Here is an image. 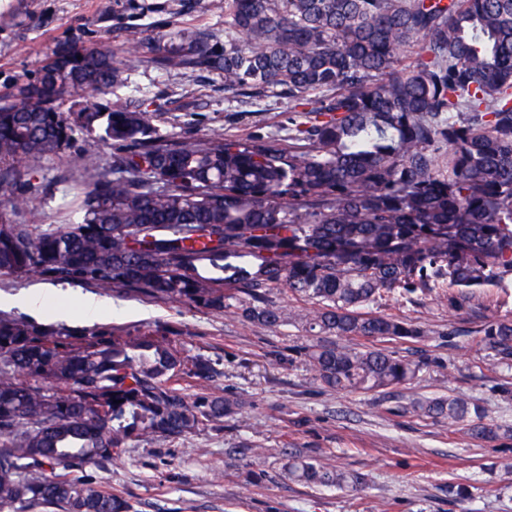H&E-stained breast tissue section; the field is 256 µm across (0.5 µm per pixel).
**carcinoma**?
Segmentation results:
<instances>
[{"instance_id": "obj_1", "label": "carcinoma", "mask_w": 512, "mask_h": 512, "mask_svg": "<svg viewBox=\"0 0 512 512\" xmlns=\"http://www.w3.org/2000/svg\"><path fill=\"white\" fill-rule=\"evenodd\" d=\"M224 42L194 25L142 17L123 50L66 45L16 94L0 95V273L290 321L267 299L284 288L313 304L299 317L322 340L299 350L314 381L374 392L413 381L423 363L375 346L423 331L364 308L383 293L473 309L488 283L512 288V0H210ZM412 65L401 64L405 52ZM224 91L288 99V139L219 131L162 135L121 94L127 61ZM77 97L78 109H66ZM78 176L40 162L95 130ZM81 189L75 222L37 224L35 194ZM471 336L512 371V317ZM364 340L352 347L338 340ZM210 359L156 333L54 331L0 314V512H134L87 473L146 436L176 439L236 415L210 382ZM415 417L468 422L493 439L463 394L416 398ZM289 479L361 492L366 475L304 455Z\"/></svg>"}]
</instances>
